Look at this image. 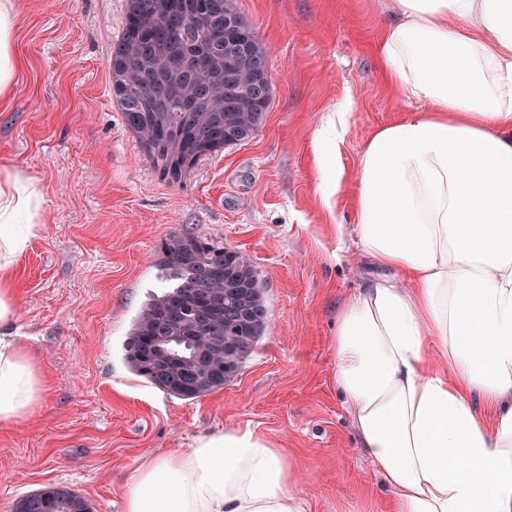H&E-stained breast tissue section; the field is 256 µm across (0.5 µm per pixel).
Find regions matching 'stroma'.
<instances>
[{
    "label": "stroma",
    "mask_w": 512,
    "mask_h": 512,
    "mask_svg": "<svg viewBox=\"0 0 512 512\" xmlns=\"http://www.w3.org/2000/svg\"><path fill=\"white\" fill-rule=\"evenodd\" d=\"M267 51L271 101L248 141L163 176L112 98L109 61L125 0H19L20 68L0 101V166L46 187L41 235L19 261V323L49 379L42 408L0 426V512L48 483L92 512H123L148 453L251 426L302 473L311 512H389L333 381L336 306L374 275L352 238L350 186L370 134L409 110L382 85L383 0H233ZM346 113L334 149L319 132ZM188 232L246 255L267 290L269 330L236 380L194 400L132 375L123 344L157 251Z\"/></svg>",
    "instance_id": "obj_1"
}]
</instances>
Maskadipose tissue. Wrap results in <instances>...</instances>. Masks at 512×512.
Listing matches in <instances>:
<instances>
[{
  "mask_svg": "<svg viewBox=\"0 0 512 512\" xmlns=\"http://www.w3.org/2000/svg\"><path fill=\"white\" fill-rule=\"evenodd\" d=\"M381 82L418 103L377 128L354 179L353 234L380 270L336 313L334 381L391 512H512V0H389ZM16 0H0V99ZM46 189L0 167V425L42 406L19 339L17 266ZM480 395L492 420L472 404ZM123 512H310L300 473L248 426L141 459Z\"/></svg>",
  "mask_w": 512,
  "mask_h": 512,
  "instance_id": "adipose-tissue-1",
  "label": "adipose tissue"
}]
</instances>
